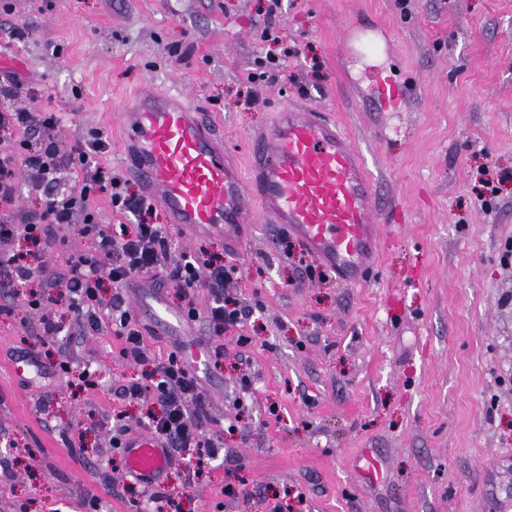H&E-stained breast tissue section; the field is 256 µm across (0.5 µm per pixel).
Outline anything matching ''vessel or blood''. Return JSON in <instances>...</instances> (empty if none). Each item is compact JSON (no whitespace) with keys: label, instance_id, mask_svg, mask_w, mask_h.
<instances>
[{"label":"vessel or blood","instance_id":"1","mask_svg":"<svg viewBox=\"0 0 512 512\" xmlns=\"http://www.w3.org/2000/svg\"><path fill=\"white\" fill-rule=\"evenodd\" d=\"M375 85L380 108H400L405 89L381 73ZM124 132L126 171L176 227L226 232L245 223L252 198L343 281L366 278L379 207L364 156L335 120L284 108L253 138L245 174L230 164L215 129L195 109L153 83L136 95ZM122 448L129 474L143 483L161 481L172 464L150 434L124 438Z\"/></svg>","mask_w":512,"mask_h":512}]
</instances>
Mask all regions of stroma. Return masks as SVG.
Listing matches in <instances>:
<instances>
[{"label": "stroma", "mask_w": 512, "mask_h": 512, "mask_svg": "<svg viewBox=\"0 0 512 512\" xmlns=\"http://www.w3.org/2000/svg\"><path fill=\"white\" fill-rule=\"evenodd\" d=\"M0 11V77L18 73L61 112L63 142L103 134L102 162L123 176L120 121L145 81L182 93L245 153L276 110L306 104L338 121L368 159L384 236L373 276L308 280L305 243L264 217L235 232L173 229L177 252L236 266L229 297L252 304L243 328L210 334L178 312L172 286L122 288L154 357L206 351L197 377L220 441L212 459L178 453L161 506L135 485L112 425L138 430L146 404L117 397L141 372L110 325L78 328L65 306L29 308L5 275L0 297V512H512V0H282L261 40L268 0H11ZM27 30L25 40L9 35ZM376 31V57L350 37ZM289 48L284 73L267 58ZM409 90L379 110L374 76ZM499 180L496 195L483 184ZM62 330L41 360L42 316ZM223 346L224 358L210 353ZM72 372H54L59 360ZM87 373L88 385L77 376ZM249 390H242V381ZM238 494H224L225 483Z\"/></svg>", "instance_id": "1"}]
</instances>
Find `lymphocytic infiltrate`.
<instances>
[{
    "label": "lymphocytic infiltrate",
    "instance_id": "lymphocytic-infiltrate-1",
    "mask_svg": "<svg viewBox=\"0 0 512 512\" xmlns=\"http://www.w3.org/2000/svg\"><path fill=\"white\" fill-rule=\"evenodd\" d=\"M22 87L15 77L0 82V97L7 100L0 106V132L9 137L0 149V242L24 240L47 245L60 232L75 230L90 238L92 250L69 258L61 272L45 262L32 265L19 253L1 250L0 273L21 284L37 273L64 284L67 307L82 328L95 330L111 322L123 342L121 356L148 368L144 376L118 386V397L128 401L152 397L158 408L148 413L144 427L165 439L172 450L197 448L217 454L218 444L204 431L208 413L198 379L190 374L179 352L152 359L119 290L135 279L168 282L187 295V317L206 318L211 334L220 337L243 326L253 311L252 306L224 294L234 265L203 253H177L166 225L150 221L153 204L128 193L125 182L102 166L100 159L110 152V142L99 135L62 145L57 135L61 116L39 106L37 92L29 93L27 106H10V98ZM66 170L74 176L68 184L61 180ZM23 173L44 189L38 210L27 211L17 204ZM102 195L108 198L113 213L135 216L132 230L115 235L101 224L97 200ZM197 288L207 289L211 297L203 312L189 298Z\"/></svg>",
    "mask_w": 512,
    "mask_h": 512
}]
</instances>
